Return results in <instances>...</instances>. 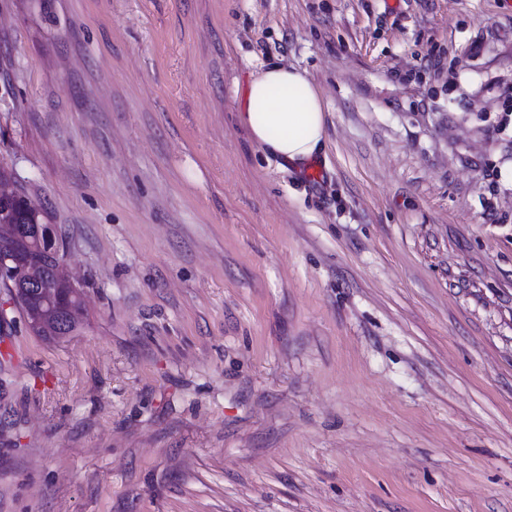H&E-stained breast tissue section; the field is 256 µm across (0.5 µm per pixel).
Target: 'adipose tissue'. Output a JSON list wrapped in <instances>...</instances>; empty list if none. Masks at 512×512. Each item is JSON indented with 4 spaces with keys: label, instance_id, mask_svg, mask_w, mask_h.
<instances>
[{
    "label": "adipose tissue",
    "instance_id": "ef3b65f1",
    "mask_svg": "<svg viewBox=\"0 0 512 512\" xmlns=\"http://www.w3.org/2000/svg\"><path fill=\"white\" fill-rule=\"evenodd\" d=\"M252 141L269 156L298 166L314 160L326 136L318 89L306 72L277 63L254 77L238 115Z\"/></svg>",
    "mask_w": 512,
    "mask_h": 512
}]
</instances>
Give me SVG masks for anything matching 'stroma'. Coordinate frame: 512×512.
<instances>
[{
  "label": "stroma",
  "mask_w": 512,
  "mask_h": 512,
  "mask_svg": "<svg viewBox=\"0 0 512 512\" xmlns=\"http://www.w3.org/2000/svg\"><path fill=\"white\" fill-rule=\"evenodd\" d=\"M511 87L512 0H0V167L87 296L49 342L0 289V512H512ZM240 123L267 155L302 165L320 153L326 136L318 89L306 72L269 64L249 83Z\"/></svg>",
  "instance_id": "1"
}]
</instances>
